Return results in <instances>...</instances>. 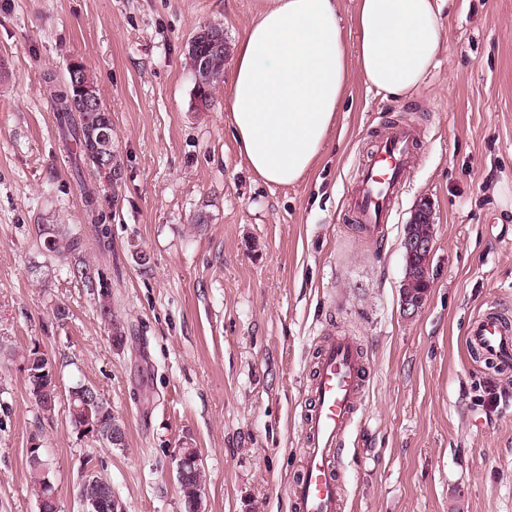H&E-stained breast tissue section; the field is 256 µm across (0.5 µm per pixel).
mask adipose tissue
<instances>
[{
  "label": "adipose tissue",
  "instance_id": "ef3b65f1",
  "mask_svg": "<svg viewBox=\"0 0 512 512\" xmlns=\"http://www.w3.org/2000/svg\"><path fill=\"white\" fill-rule=\"evenodd\" d=\"M440 0H359L347 45L338 0H255L235 47L227 122L263 181H301L321 158L351 73L399 101L446 49Z\"/></svg>",
  "mask_w": 512,
  "mask_h": 512
}]
</instances>
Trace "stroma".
Instances as JSON below:
<instances>
[{
  "instance_id": "1",
  "label": "stroma",
  "mask_w": 512,
  "mask_h": 512,
  "mask_svg": "<svg viewBox=\"0 0 512 512\" xmlns=\"http://www.w3.org/2000/svg\"><path fill=\"white\" fill-rule=\"evenodd\" d=\"M254 0H0V512H38L27 450L39 437L61 512L92 461L125 512H182L173 448L197 449L201 512H290L318 347L362 346L369 380L344 448L347 512H512V373L468 354L469 321L512 317V0H446L447 49L400 101L351 76L327 148L303 181L270 186L225 120L230 88L195 103L186 54L224 31L225 73ZM84 62L112 115L124 167L102 202L101 251L43 77ZM420 127L385 237L371 246L348 190L384 123ZM432 205L431 288L401 308L404 228ZM43 224L79 227L128 342L114 348L96 293L64 262L36 267ZM68 308L67 319L52 315ZM56 367L53 416L32 404L20 353ZM506 390L488 408L487 382ZM93 384L125 424L109 448L68 423Z\"/></svg>"
}]
</instances>
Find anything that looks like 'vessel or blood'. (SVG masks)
Listing matches in <instances>:
<instances>
[{
    "label": "vessel or blood",
    "instance_id": "1",
    "mask_svg": "<svg viewBox=\"0 0 512 512\" xmlns=\"http://www.w3.org/2000/svg\"><path fill=\"white\" fill-rule=\"evenodd\" d=\"M419 138L417 127L402 121L393 123L380 134L368 161L361 166L348 205L364 239L383 238ZM464 343L485 365L512 370V317L496 307H488L471 319ZM365 383V356L353 337L339 334L322 341L305 421L301 474L290 488L293 512H345L342 446Z\"/></svg>",
    "mask_w": 512,
    "mask_h": 512
}]
</instances>
